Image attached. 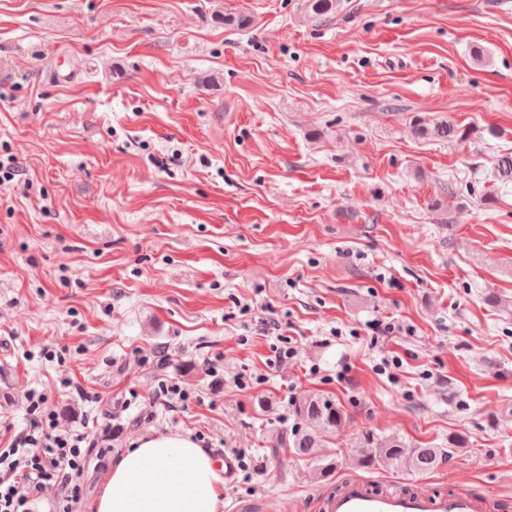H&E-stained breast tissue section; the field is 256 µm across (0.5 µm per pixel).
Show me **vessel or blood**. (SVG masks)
Instances as JSON below:
<instances>
[{"label": "vessel or blood", "mask_w": 512, "mask_h": 512, "mask_svg": "<svg viewBox=\"0 0 512 512\" xmlns=\"http://www.w3.org/2000/svg\"><path fill=\"white\" fill-rule=\"evenodd\" d=\"M488 498L475 491L435 495L425 489L408 494L375 491L358 476H342L335 491L320 501L322 512H487Z\"/></svg>", "instance_id": "b4317fda"}]
</instances>
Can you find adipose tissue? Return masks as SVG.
<instances>
[{
  "label": "adipose tissue",
  "mask_w": 512,
  "mask_h": 512,
  "mask_svg": "<svg viewBox=\"0 0 512 512\" xmlns=\"http://www.w3.org/2000/svg\"><path fill=\"white\" fill-rule=\"evenodd\" d=\"M224 479L211 456L179 433L139 438L112 465L93 512H221Z\"/></svg>",
  "instance_id": "adipose-tissue-1"
}]
</instances>
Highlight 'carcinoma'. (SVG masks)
<instances>
[{"label": "carcinoma", "mask_w": 512, "mask_h": 512, "mask_svg": "<svg viewBox=\"0 0 512 512\" xmlns=\"http://www.w3.org/2000/svg\"><path fill=\"white\" fill-rule=\"evenodd\" d=\"M306 3L318 16H325L339 7L336 0H306ZM413 130L417 135L430 136L440 141L452 142L463 137L460 128L446 120L424 122L417 119ZM496 174L498 180L512 183V154L507 153L498 157ZM293 416L291 436L294 453L314 456L325 447L327 438L342 425L345 412L323 397L306 393L295 401ZM365 443L370 447V451H360L349 457L350 464L359 470L374 469L380 462L387 461L415 474L426 475L435 472L449 458V454L442 448L412 446L395 435L384 438L369 435L365 437Z\"/></svg>", "instance_id": "carcinoma-1"}]
</instances>
